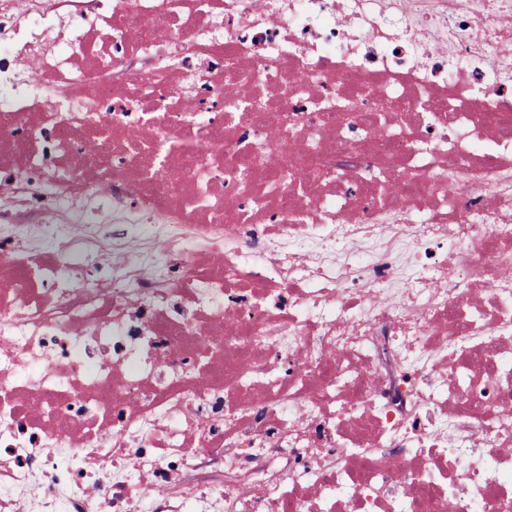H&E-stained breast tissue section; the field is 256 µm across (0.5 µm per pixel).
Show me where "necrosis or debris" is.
<instances>
[{
  "label": "necrosis or debris",
  "instance_id": "1",
  "mask_svg": "<svg viewBox=\"0 0 512 512\" xmlns=\"http://www.w3.org/2000/svg\"><path fill=\"white\" fill-rule=\"evenodd\" d=\"M511 51L512 0H0V512H512Z\"/></svg>",
  "mask_w": 512,
  "mask_h": 512
}]
</instances>
